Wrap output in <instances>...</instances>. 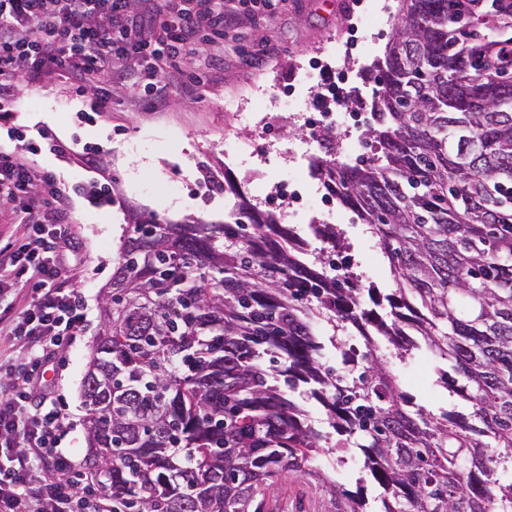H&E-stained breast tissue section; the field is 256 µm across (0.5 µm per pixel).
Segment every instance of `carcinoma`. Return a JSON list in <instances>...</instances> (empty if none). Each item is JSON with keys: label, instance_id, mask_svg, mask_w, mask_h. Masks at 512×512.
Listing matches in <instances>:
<instances>
[{"label": "carcinoma", "instance_id": "cac0c4a2", "mask_svg": "<svg viewBox=\"0 0 512 512\" xmlns=\"http://www.w3.org/2000/svg\"><path fill=\"white\" fill-rule=\"evenodd\" d=\"M374 63L366 159L312 169L390 261L395 288L296 270L291 229L172 224L125 206L111 290L82 383L83 469L112 512H250L329 447L358 439L383 488L379 512H512V0H399ZM332 249L334 224H313ZM374 307H364L362 294ZM385 314L377 312V308ZM356 321L403 358L423 338L454 362L473 422L409 410L380 356L345 377L325 366L309 319ZM324 409L336 443L279 383ZM338 512H367L346 495Z\"/></svg>", "mask_w": 512, "mask_h": 512}]
</instances>
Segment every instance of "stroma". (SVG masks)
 <instances>
[{"label":"stroma","instance_id":"1","mask_svg":"<svg viewBox=\"0 0 512 512\" xmlns=\"http://www.w3.org/2000/svg\"><path fill=\"white\" fill-rule=\"evenodd\" d=\"M399 9L398 0H281L273 21L251 12L244 0L241 12L229 19L223 39L200 41L196 54L183 57L162 80L160 98L129 89L120 80L105 81L106 98L77 94L66 71L33 83L20 79L13 90L18 119L0 125V144L17 145L16 130L37 137L50 130L66 152H44L39 166L56 170L72 186L102 178L114 190L113 205L99 208L81 196L71 199L75 232L83 249L64 251L63 260L82 292L88 322L69 349L58 392L68 433L61 445L73 459L83 461L87 450L82 380L94 338L100 327L99 306L112 279L113 259L126 224L123 203L132 202L157 212L173 223L195 217L213 224L224 221L233 203L223 190L192 195L204 169L217 175L232 173L240 191L255 198L257 187L273 188L292 173L298 148L307 137L300 113L315 111L324 78L339 79L346 92L371 98L379 88L373 68L390 41ZM201 86H194L195 76ZM268 90L289 96L294 119L263 128L242 126L238 115H264L259 94ZM252 143L254 158L246 164L229 159V146ZM101 146L105 172L86 166V145ZM335 224L344 231L354 271L363 286L390 291L394 283L389 263L377 240L355 211L337 207ZM381 353L401 389L415 405L433 413L469 417L471 407L438 375L447 368L428 349L399 358L395 348L381 343ZM312 475L279 479L264 497L259 512H336V497L318 480L326 473L354 497L364 498L376 512L381 488L364 467V454L352 448L344 456L322 452L311 463Z\"/></svg>","mask_w":512,"mask_h":512}]
</instances>
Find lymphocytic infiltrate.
Returning a JSON list of instances; mask_svg holds the SVG:
<instances>
[{
  "label": "lymphocytic infiltrate",
  "instance_id": "obj_1",
  "mask_svg": "<svg viewBox=\"0 0 512 512\" xmlns=\"http://www.w3.org/2000/svg\"><path fill=\"white\" fill-rule=\"evenodd\" d=\"M149 29L133 20L131 0H0V121L15 117L12 88L23 78L69 70L78 93L99 94L104 77L153 83L178 58L196 53V37L224 36L232 0H168ZM135 55L144 70L127 73ZM41 147L0 148V198H27L13 221L23 240L0 248V285L24 294L0 310V335L19 342L20 362L0 361V512H112V501L83 484L60 442L65 431L48 367L59 365L87 319L62 264L78 247L68 193L33 157Z\"/></svg>",
  "mask_w": 512,
  "mask_h": 512
}]
</instances>
